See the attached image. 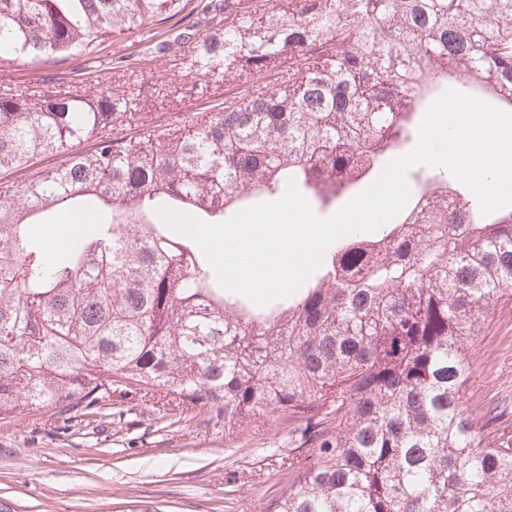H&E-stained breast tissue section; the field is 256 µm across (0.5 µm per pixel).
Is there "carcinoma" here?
Segmentation results:
<instances>
[{
    "instance_id": "carcinoma-1",
    "label": "carcinoma",
    "mask_w": 512,
    "mask_h": 512,
    "mask_svg": "<svg viewBox=\"0 0 512 512\" xmlns=\"http://www.w3.org/2000/svg\"><path fill=\"white\" fill-rule=\"evenodd\" d=\"M169 0H0V59H66ZM206 0L224 27L182 58L247 89L218 112L141 124L108 79L0 95V420L84 416L160 388L232 433L306 421L272 512H512V422L464 407L467 345L512 293V207L480 212L442 174L373 236L334 243L281 302L217 282L162 206L209 223L289 178L325 207L412 138L451 80L512 108V0ZM60 154L63 162L38 160ZM90 216L61 259L30 224Z\"/></svg>"
}]
</instances>
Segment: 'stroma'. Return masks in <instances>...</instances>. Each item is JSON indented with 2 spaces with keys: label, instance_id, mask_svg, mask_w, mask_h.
<instances>
[{
  "label": "stroma",
  "instance_id": "1",
  "mask_svg": "<svg viewBox=\"0 0 512 512\" xmlns=\"http://www.w3.org/2000/svg\"><path fill=\"white\" fill-rule=\"evenodd\" d=\"M201 0H178L149 26V40L107 35L80 59L0 62V93L46 85L93 89L100 69L135 65L114 83L156 123L221 108L238 83L205 86L183 76L177 60L211 26ZM472 373L465 408L507 406L512 420V296L494 304L469 346ZM162 392L113 394L99 413L67 420L22 412L0 421V512H270L288 490V459L312 457L303 423L276 414L234 433Z\"/></svg>",
  "mask_w": 512,
  "mask_h": 512
}]
</instances>
